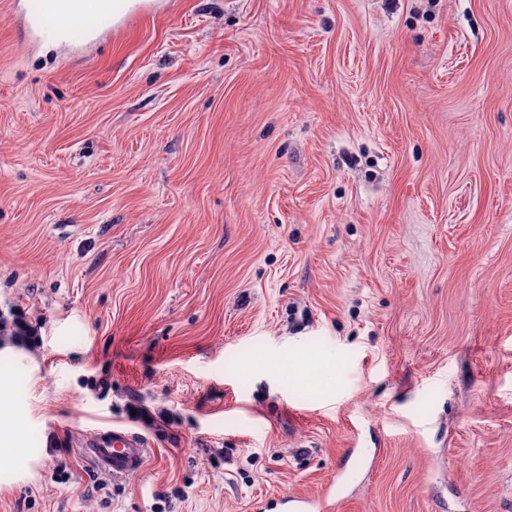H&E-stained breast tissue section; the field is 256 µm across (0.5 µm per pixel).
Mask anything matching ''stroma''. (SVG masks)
<instances>
[{
    "instance_id": "obj_1",
    "label": "stroma",
    "mask_w": 512,
    "mask_h": 512,
    "mask_svg": "<svg viewBox=\"0 0 512 512\" xmlns=\"http://www.w3.org/2000/svg\"><path fill=\"white\" fill-rule=\"evenodd\" d=\"M0 0V512H512V0ZM151 444L115 476L76 428ZM87 0H39V4L35 10L23 11V25L32 39H41L48 34L47 29L43 25V19L47 15L79 14V16H59L61 24L68 25L76 20H84L87 13L97 8L96 2H89L85 12ZM83 12V13H82ZM164 0H98L99 10L107 14L114 29H121L132 14L158 13ZM24 416L18 414L14 417L9 427H4L1 423L0 428V460L16 461L21 456L19 441V428Z\"/></svg>"
}]
</instances>
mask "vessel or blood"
Segmentation results:
<instances>
[{
	"label": "vessel or blood",
	"instance_id": "b4317fda",
	"mask_svg": "<svg viewBox=\"0 0 512 512\" xmlns=\"http://www.w3.org/2000/svg\"><path fill=\"white\" fill-rule=\"evenodd\" d=\"M87 0H39L36 9L23 13V25L30 38L40 39L47 30L43 19L58 13L79 14ZM161 0H98L100 11L107 14L113 28H122L135 14L158 12ZM83 451L98 468L115 475H128L141 471L149 448L145 436L122 426H98L84 434Z\"/></svg>",
	"mask_w": 512,
	"mask_h": 512
}]
</instances>
